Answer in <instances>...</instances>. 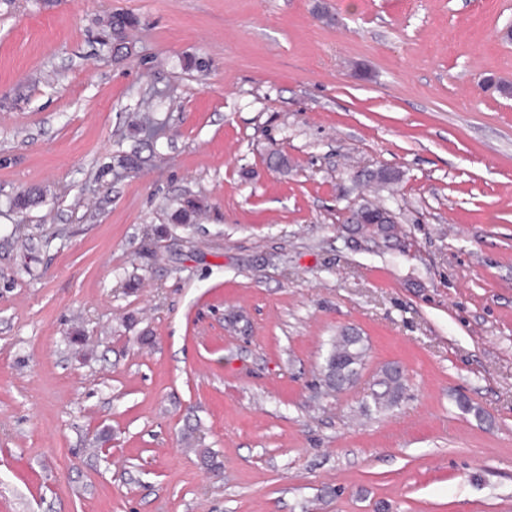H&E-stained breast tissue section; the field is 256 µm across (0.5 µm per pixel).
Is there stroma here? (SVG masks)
Returning a JSON list of instances; mask_svg holds the SVG:
<instances>
[{
  "mask_svg": "<svg viewBox=\"0 0 512 512\" xmlns=\"http://www.w3.org/2000/svg\"><path fill=\"white\" fill-rule=\"evenodd\" d=\"M509 22L0 0V512H512V98L485 82H512ZM371 200L395 244L346 224ZM344 328L367 355L336 393ZM137 23V18L129 12H113L107 17L106 25L112 33V44L117 51L125 48L127 32ZM372 219V216L369 215L365 210L362 204L351 206L346 210V223L347 224H383L381 227L389 232H391V237L393 238V229L396 224L395 217L390 209L383 208L379 212L378 219L374 223H369V220ZM384 223H392V224H384ZM366 350L358 334L344 331L336 336L322 367V380L326 388L336 392L350 385L358 376ZM391 367L383 369L381 377L374 384L377 389L371 393L374 407L379 410L395 406L404 392L403 378L399 376L402 375V370L395 367L397 374Z\"/></svg>",
  "mask_w": 512,
  "mask_h": 512,
  "instance_id": "obj_1",
  "label": "stroma"
}]
</instances>
